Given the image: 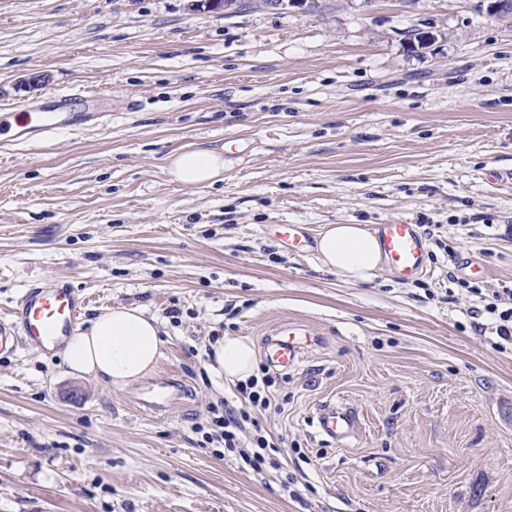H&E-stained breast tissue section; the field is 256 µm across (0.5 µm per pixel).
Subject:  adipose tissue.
<instances>
[{"label":"adipose tissue","mask_w":512,"mask_h":512,"mask_svg":"<svg viewBox=\"0 0 512 512\" xmlns=\"http://www.w3.org/2000/svg\"><path fill=\"white\" fill-rule=\"evenodd\" d=\"M224 155L210 149L186 148L169 157V176L183 185L213 183L224 173ZM316 250L324 266L344 281L371 282L382 261L373 233L359 224H329L320 233ZM163 340L156 317L138 308L118 306L76 330L62 351L71 374L91 376L115 389L151 375L161 357ZM210 370L230 381L253 375L256 351L252 342L222 337L212 346Z\"/></svg>","instance_id":"ef3b65f1"}]
</instances>
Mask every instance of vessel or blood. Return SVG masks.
<instances>
[{
	"label": "vessel or blood",
	"instance_id": "1",
	"mask_svg": "<svg viewBox=\"0 0 512 512\" xmlns=\"http://www.w3.org/2000/svg\"><path fill=\"white\" fill-rule=\"evenodd\" d=\"M110 100L105 93L66 91L52 95L37 112H1L0 130L9 136L0 146L43 143L64 130L98 126L113 110ZM373 231L384 262L401 279L410 280L425 271V241L417 225L377 224ZM275 237L298 252L312 245L311 236L298 224L278 225ZM85 304L84 295L62 281L27 288L9 316L0 318V353L26 348L47 355L59 349L76 330ZM302 333L296 326L270 331L264 343L268 364L282 370L298 365L304 349ZM316 426L321 434L340 443L356 434L359 421L352 408L326 404L317 412Z\"/></svg>",
	"mask_w": 512,
	"mask_h": 512
}]
</instances>
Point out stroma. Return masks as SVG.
Listing matches in <instances>:
<instances>
[{
	"label": "stroma",
	"instance_id": "obj_1",
	"mask_svg": "<svg viewBox=\"0 0 512 512\" xmlns=\"http://www.w3.org/2000/svg\"><path fill=\"white\" fill-rule=\"evenodd\" d=\"M189 2L0 0V106L133 104L0 151V315L61 280L88 298L79 328L125 306L164 340L121 390L57 353L0 355V512H512V352L477 329L512 288V22L480 0ZM184 148L224 152L221 178L173 181ZM400 221L428 249L408 283H343L270 234ZM471 254L477 296L457 284ZM282 325L309 342L296 369L257 361L287 459L259 473L204 441L235 389L207 368L211 334L259 349ZM163 383L170 406L148 411ZM341 402L360 431L337 443L315 418Z\"/></svg>",
	"mask_w": 512,
	"mask_h": 512
}]
</instances>
